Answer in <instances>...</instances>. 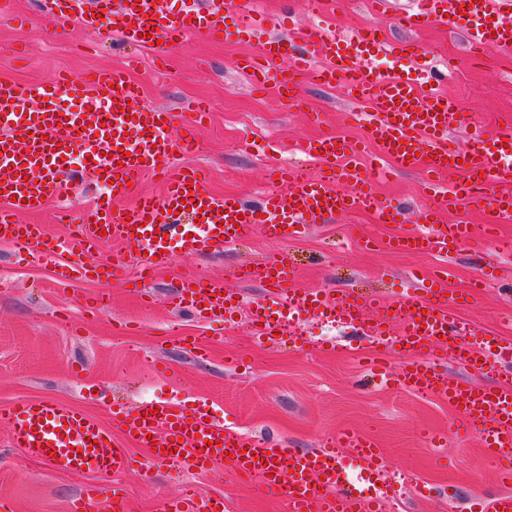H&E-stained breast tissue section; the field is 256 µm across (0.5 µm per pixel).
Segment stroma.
Returning a JSON list of instances; mask_svg holds the SVG:
<instances>
[{
	"label": "stroma",
	"instance_id": "1",
	"mask_svg": "<svg viewBox=\"0 0 512 512\" xmlns=\"http://www.w3.org/2000/svg\"><path fill=\"white\" fill-rule=\"evenodd\" d=\"M247 2L235 0L234 9L226 11L225 37L190 36L158 60L149 50L118 43L108 27L56 33L42 0H0V80L39 84L59 72L87 79L99 70L120 68L141 84L146 102L175 113L178 120L186 119L194 102H207L212 116L196 128L194 151L173 154L171 163L202 168L208 191L247 203L273 190L271 165L301 163L317 172V161L294 151V144L327 135L354 140L363 133L345 89L305 87L296 102L269 89L256 92L239 66L271 31L323 28L353 35L373 25L390 39L417 41V55L405 60L381 55L375 66L423 74L455 62L445 86L459 107L448 118L451 142L466 146L470 120L491 132L512 123V55L491 50L481 64L472 65L461 36L447 26L402 28L396 17L413 8V0H390L391 9L379 16L367 0H340L331 10L324 0H294L289 14L284 0H262L258 10L268 20L267 31L239 41L232 33ZM372 182L384 203L399 206L394 222L353 210L319 218L300 237L278 242L255 229L237 245L175 261L140 292L128 285L130 269L112 268L128 251L121 243L106 245L94 256L109 279L78 280L65 292L56 281L57 257L0 245V408L23 397L52 398L88 412L118 435L122 429L114 409L176 400L186 408L215 412L233 431L303 451L355 429L375 439L400 491L388 512H467L474 498L505 490L479 431L447 399L385 385L361 365V357L376 350L375 337L340 320L304 314L291 334L262 343L245 317L232 323L199 318L169 301L189 274L223 279L225 289L243 301L259 299L263 286L237 280L234 271L281 255L296 271L293 289L326 288L389 300L414 287L418 276L447 264L450 273L439 286L451 297L468 295L457 316L469 330V341L479 344L488 335L512 341V222L495 223L490 208L462 202L443 209L441 223L462 218L475 226L493 223L494 237H475L448 259L387 251L381 240L420 225L429 201L418 170L376 175ZM98 193L96 184L86 185L24 221L67 236L68 225L57 221L60 210H81ZM482 276L489 280L487 288L471 296L472 281ZM102 290L112 295L110 308L95 315L83 310V297ZM188 336L209 347L208 359L193 356L184 342ZM434 432L446 433V447L432 446ZM7 438V428L0 425V506L7 512H69L84 479L24 459L20 449L8 447ZM133 454L147 472L98 478L122 487L125 512H157L161 500L189 487L223 496L224 512H286L281 498L260 491L227 466L193 475L151 464L147 449Z\"/></svg>",
	"mask_w": 512,
	"mask_h": 512
}]
</instances>
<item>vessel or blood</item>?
<instances>
[{"label": "vessel or blood", "mask_w": 512, "mask_h": 512, "mask_svg": "<svg viewBox=\"0 0 512 512\" xmlns=\"http://www.w3.org/2000/svg\"><path fill=\"white\" fill-rule=\"evenodd\" d=\"M49 13L60 29L102 27L113 21L114 30L128 44L151 48L165 55L177 40L193 33L221 36L224 0H198L177 12L163 0H50ZM407 29L427 23L448 24L463 33L468 55L496 47L512 52V0H425L416 14L398 19ZM303 50H294L295 41ZM341 37L322 29L307 30L299 39L269 36L256 57L246 60L254 85L275 84L280 91L301 83L347 85L357 106L363 107L367 137L379 158L394 167H414L424 172L436 206L428 210L424 228L408 231L387 242L388 248L448 254L451 247L470 241L468 224H437V206L458 199L483 202L499 217L512 219V126L487 133L472 125L467 148L448 141V116L455 110L452 97L442 93L445 73L432 72L415 79L401 72L384 74L372 65L380 54L413 55L410 41H387L377 28L360 32L353 50L343 51ZM291 60L288 69H276V60ZM64 97L84 101L83 109L60 116ZM166 110L141 102L137 87L118 71H102L83 81L60 76L32 85L0 81V242L29 253L56 255L81 251L93 255L103 245L119 241L132 247L139 279L169 266L175 258L202 256L238 243L253 227L278 241L298 235L316 217L355 209L388 212L368 185L366 171L355 145L327 136L299 150L328 166L337 167L335 179L313 176L295 167L276 173L284 191H271L256 204H245L233 195L216 196L204 186L196 168L169 167L171 155L194 147L190 136L173 138L166 132ZM80 153L87 162L80 170L68 169L66 157ZM455 173L457 182L442 191L440 176ZM160 174L162 193L140 195L130 208L115 207L131 184L147 174ZM105 184L102 201L73 213L61 212L59 222L71 225L69 237L52 236L46 225L22 223L23 215L42 210L48 201L68 193L83 178ZM190 210H183V203ZM98 265L64 263L59 282L88 279ZM294 270L287 258H271L254 267H240L237 277L265 282L269 288L250 307L254 333L264 339L287 333L293 315L311 311L324 317L340 316L366 323L373 335L390 337L392 343L412 353L407 362L388 367L385 375L397 386L422 395L439 394L470 423L480 426L486 455L495 461L512 455V384L478 386L469 381H446L424 359L435 349L476 375L492 372L499 360L512 357V344L493 340L478 348L466 341L455 300L425 284L398 297L392 305L373 298L361 301L347 294L315 289L295 293L288 284ZM173 303L206 318L215 313L234 314L242 306L225 293L224 282L209 280L193 286L184 280ZM388 308L382 319L368 320L369 311ZM151 419H144V412ZM125 435L134 446L150 448L154 464L173 465L195 474L216 465L230 466L236 474L253 479L262 488L281 496L287 512H385L394 488L386 483L387 463L374 438L348 430L331 440L329 447L298 452L281 445L225 429L206 412L184 410L166 401L159 407L143 403L123 410ZM0 423L8 428L11 447L31 459L49 463L55 470L90 478L83 495L70 512H89L102 500L120 512L119 487L94 484L95 476L132 469L135 461L111 429L88 413L50 398H20L0 409ZM173 452H166V444ZM352 449L360 464V483H352L336 462V451ZM224 500L195 490L170 497L159 512H218Z\"/></svg>", "instance_id": "1"}]
</instances>
